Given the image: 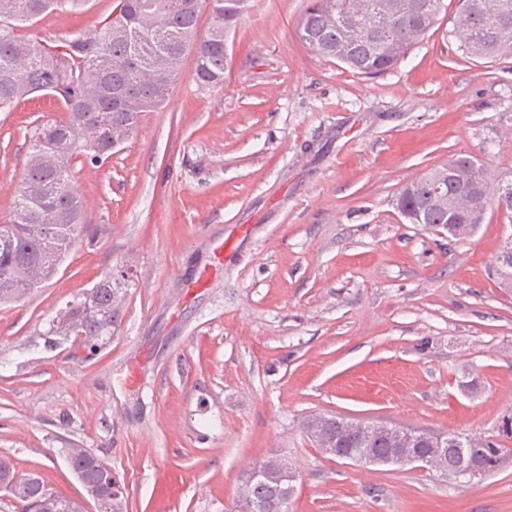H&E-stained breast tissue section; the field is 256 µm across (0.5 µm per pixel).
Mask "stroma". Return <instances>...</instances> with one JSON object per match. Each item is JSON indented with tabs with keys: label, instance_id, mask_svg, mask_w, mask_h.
I'll use <instances>...</instances> for the list:
<instances>
[{
	"label": "stroma",
	"instance_id": "obj_1",
	"mask_svg": "<svg viewBox=\"0 0 512 512\" xmlns=\"http://www.w3.org/2000/svg\"><path fill=\"white\" fill-rule=\"evenodd\" d=\"M392 70L365 77L296 35L305 0H250L224 84L199 87L186 53L167 103L103 163L75 160L79 240L41 288L0 304V456L82 499L68 449L127 486V512H229L252 464L298 472L288 512H512V461L451 480L347 464L303 429L349 421L494 437L512 412V282L495 258L512 218L488 208L467 238L405 224L392 201L461 155L512 178V56L472 60L457 0ZM112 0L29 28L95 34ZM39 96L0 112V224L34 129L65 118ZM246 235L210 287L212 239ZM125 280L94 356L48 322L104 276Z\"/></svg>",
	"mask_w": 512,
	"mask_h": 512
}]
</instances>
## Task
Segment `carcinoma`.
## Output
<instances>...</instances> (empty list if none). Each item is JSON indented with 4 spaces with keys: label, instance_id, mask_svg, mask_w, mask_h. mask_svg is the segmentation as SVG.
I'll return each mask as SVG.
<instances>
[{
    "label": "carcinoma",
    "instance_id": "carcinoma-1",
    "mask_svg": "<svg viewBox=\"0 0 512 512\" xmlns=\"http://www.w3.org/2000/svg\"><path fill=\"white\" fill-rule=\"evenodd\" d=\"M88 0H0V102L16 104L38 92L61 101L68 117L38 126L31 137L24 175L15 193L10 220L0 231L13 237L0 247V293L23 289L29 294L51 278L55 263L63 260L76 239L94 241L101 230L80 222L83 200L71 179L75 155L92 162L112 157V127L125 112H153L170 96L180 69L181 56L196 49L195 81L205 87L224 84L225 60L231 34L249 8L250 0H212L213 19L208 36L196 40L201 12L198 0H118V19L107 15L93 36L65 39L56 44L34 41L24 34L38 18L63 4L82 8ZM453 33L468 57L489 60L512 54V0H459ZM444 0H308L296 25L299 41L319 56L335 60L359 75L375 76L396 66L433 28ZM364 19L356 42L338 56L333 48L344 23ZM448 197L453 206L435 201L430 206L433 224H468L473 200L489 203L512 214V179L490 189L485 170L470 157L449 161ZM437 170L401 189L395 204L407 221L415 223L417 203L433 192ZM119 283L98 289L94 295L70 301V329L49 324V336H81L96 349L112 335ZM311 440L337 443L359 451L370 448L382 454L389 446L366 437L350 422L320 416L304 423ZM409 443L396 452L432 455L439 438L454 434L408 429ZM464 447L479 448L478 463L486 473L500 468L512 448L489 439L460 437ZM74 466L90 480L97 458L73 448ZM40 486L25 484L14 494L19 512H38ZM258 493L245 483L229 512H255Z\"/></svg>",
    "mask_w": 512,
    "mask_h": 512
}]
</instances>
